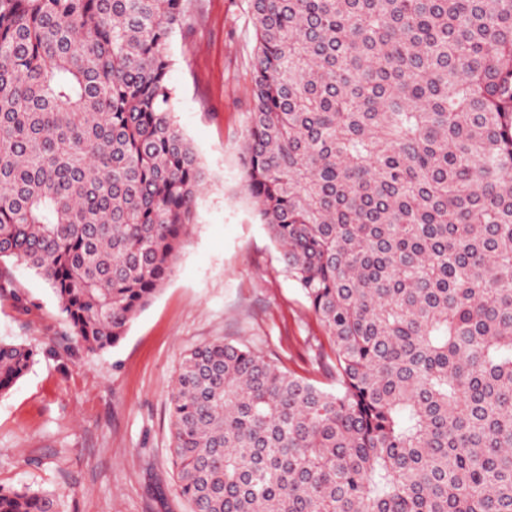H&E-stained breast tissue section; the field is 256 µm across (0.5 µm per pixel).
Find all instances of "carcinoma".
<instances>
[{
	"mask_svg": "<svg viewBox=\"0 0 512 512\" xmlns=\"http://www.w3.org/2000/svg\"><path fill=\"white\" fill-rule=\"evenodd\" d=\"M244 189L334 360L191 349V512H512V0H250ZM185 0H0V263L89 353L174 273L203 171L176 127ZM35 353L0 341V394ZM0 512H61L0 487Z\"/></svg>",
	"mask_w": 512,
	"mask_h": 512,
	"instance_id": "carcinoma-1",
	"label": "carcinoma"
}]
</instances>
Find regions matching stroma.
<instances>
[{"label": "stroma", "mask_w": 512, "mask_h": 512, "mask_svg": "<svg viewBox=\"0 0 512 512\" xmlns=\"http://www.w3.org/2000/svg\"><path fill=\"white\" fill-rule=\"evenodd\" d=\"M187 3L191 24L171 40L169 80L174 120L205 181L174 274L101 353L76 343L52 288L24 264L9 262L12 285L0 290V339L35 352L0 395V486L52 492L63 512H190L169 460V403L196 346L246 342L334 386L323 329L242 188L256 46L250 2Z\"/></svg>", "instance_id": "obj_1"}]
</instances>
